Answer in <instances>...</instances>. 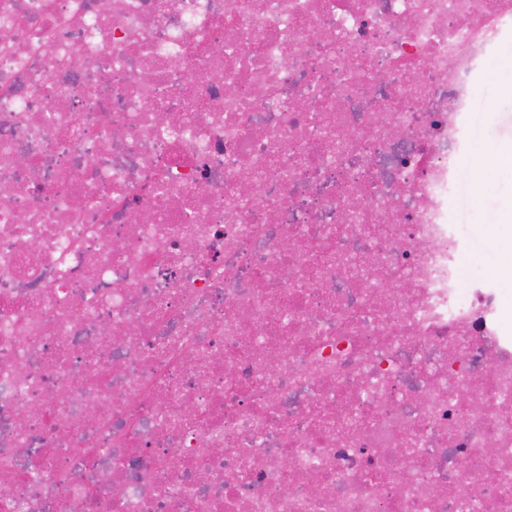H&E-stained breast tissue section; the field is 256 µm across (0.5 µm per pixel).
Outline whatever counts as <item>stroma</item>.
Instances as JSON below:
<instances>
[{
    "label": "stroma",
    "instance_id": "obj_1",
    "mask_svg": "<svg viewBox=\"0 0 512 512\" xmlns=\"http://www.w3.org/2000/svg\"><path fill=\"white\" fill-rule=\"evenodd\" d=\"M512 37L498 46L486 62L482 84L471 104L472 152L463 162L452 200L453 222L468 243L465 264L491 266L512 309V251L499 227L512 218V178L504 177L488 148L512 151Z\"/></svg>",
    "mask_w": 512,
    "mask_h": 512
}]
</instances>
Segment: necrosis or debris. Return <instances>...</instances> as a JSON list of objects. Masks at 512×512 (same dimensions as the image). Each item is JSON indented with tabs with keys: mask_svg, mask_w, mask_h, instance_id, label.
<instances>
[{
	"mask_svg": "<svg viewBox=\"0 0 512 512\" xmlns=\"http://www.w3.org/2000/svg\"><path fill=\"white\" fill-rule=\"evenodd\" d=\"M509 29L0 0V512H512V329L450 224Z\"/></svg>",
	"mask_w": 512,
	"mask_h": 512,
	"instance_id": "obj_1",
	"label": "necrosis or debris"
}]
</instances>
